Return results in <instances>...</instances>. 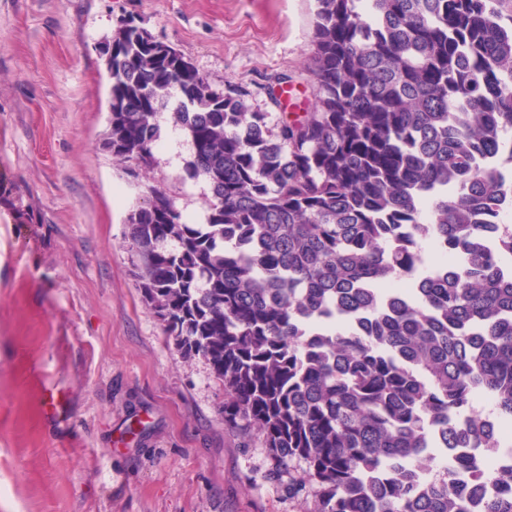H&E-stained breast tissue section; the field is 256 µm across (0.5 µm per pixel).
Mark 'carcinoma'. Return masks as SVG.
<instances>
[{
  "mask_svg": "<svg viewBox=\"0 0 512 512\" xmlns=\"http://www.w3.org/2000/svg\"><path fill=\"white\" fill-rule=\"evenodd\" d=\"M106 45L110 130L142 168L157 114L211 190L194 224L163 190L128 217L141 292L224 385V421L258 431L320 512H468L453 470L491 465L512 420V229L482 244L512 153V0H317L315 105L275 127L128 21ZM456 262L438 275L426 246ZM512 512V492L483 499Z\"/></svg>",
  "mask_w": 512,
  "mask_h": 512,
  "instance_id": "carcinoma-1",
  "label": "carcinoma"
}]
</instances>
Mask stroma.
I'll list each match as a JSON object with an SVG mask.
<instances>
[{
  "instance_id": "35a3bbf8",
  "label": "stroma",
  "mask_w": 512,
  "mask_h": 512,
  "mask_svg": "<svg viewBox=\"0 0 512 512\" xmlns=\"http://www.w3.org/2000/svg\"><path fill=\"white\" fill-rule=\"evenodd\" d=\"M316 0H0V512H319L288 492L260 434L224 420L209 363L185 356L140 290L127 220L159 187L196 223L184 133L157 115L151 169L99 148L110 79L98 53L126 19L253 109L315 103ZM291 78L281 107L268 88ZM57 413H49L50 395Z\"/></svg>"
}]
</instances>
